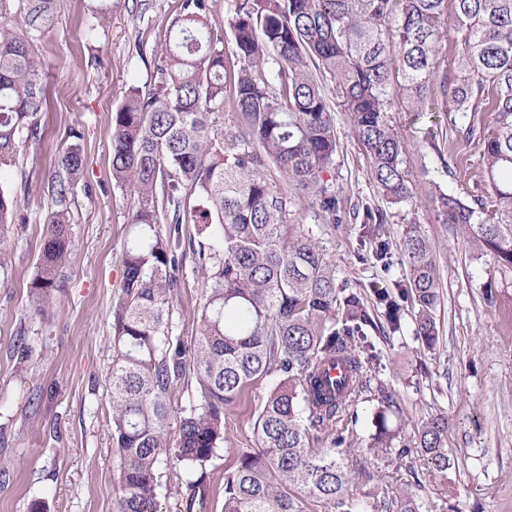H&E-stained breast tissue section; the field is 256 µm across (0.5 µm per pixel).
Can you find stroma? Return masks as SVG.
Wrapping results in <instances>:
<instances>
[{"mask_svg": "<svg viewBox=\"0 0 512 512\" xmlns=\"http://www.w3.org/2000/svg\"><path fill=\"white\" fill-rule=\"evenodd\" d=\"M95 0H58L57 19L37 42L45 72V130L23 144L19 163L0 176L17 197L12 224L0 233L10 255L0 268V512H116L120 458L112 442V310L121 288V247L131 220V188L112 180V114L130 86L150 89L157 50L177 15V0H112L107 27L92 29ZM337 150L330 181L342 201L340 224L317 209L291 208L288 221L312 229L327 249L337 283L369 292L409 284L404 230L420 225L440 280L435 311L439 343L427 351L415 335L416 309L405 302L402 330L376 338L379 377L394 405L399 440H414L423 420L448 419L447 471L419 453L383 462L368 448L376 402L358 407L351 445L377 477L381 507L400 512L417 473L422 512H512V271L473 258L455 227L428 203L433 188L453 195L480 190L485 163L477 140L457 132L448 112L392 115L406 144L413 198L392 204L378 191L350 117L335 109ZM80 130L83 173L69 196L72 249L50 303L30 293L49 216L43 186L71 130ZM384 215L389 265L369 260L360 236L365 211ZM171 336L191 341L205 301L193 255L175 271ZM275 376L245 388L224 416V442L206 465L200 507L224 512V473L254 447L253 422ZM391 510H384V503Z\"/></svg>", "mask_w": 512, "mask_h": 512, "instance_id": "stroma-1", "label": "stroma"}]
</instances>
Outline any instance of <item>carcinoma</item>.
Instances as JSON below:
<instances>
[{
	"label": "carcinoma",
	"mask_w": 512,
	"mask_h": 512,
	"mask_svg": "<svg viewBox=\"0 0 512 512\" xmlns=\"http://www.w3.org/2000/svg\"><path fill=\"white\" fill-rule=\"evenodd\" d=\"M13 2L14 23H0V172L16 166L22 144L40 133L46 97L36 40L51 28L57 0ZM453 2L450 26L447 0H237L220 27L208 0H179L153 87L131 86L112 115V178L137 198L112 311L117 512H157L163 455L180 465L192 512L201 484L195 475L224 443V410L270 374L279 382L255 419L256 447L224 476V512H307V501L361 512L343 490L374 475L354 460L347 431L359 404L385 393L372 370L369 332L378 323L360 290L336 284L322 242L288 223V212L315 207L326 223L340 221L341 201L325 180L337 147L321 82L328 75L373 182L395 204L412 192L390 113L460 114L465 137L482 145L483 191L466 198L439 189L431 203L472 256L512 268V0ZM93 18L94 30L110 23V0H97ZM450 35L458 43L451 80L440 57ZM226 109L235 123L220 127ZM482 112L491 113L490 123ZM72 138L47 182L55 210L31 283L40 304L51 300L72 249L68 197L84 162L82 134L74 130ZM272 170L285 188L272 186ZM15 207L0 184V229ZM184 224L201 225L213 244L195 247ZM403 247L418 307L415 334L433 351L439 277L421 225L407 227ZM188 250L206 293L189 344L169 336L174 270ZM373 294L388 332H399L393 293ZM189 374L200 399L181 411L172 448L169 395ZM388 409L373 414L370 447L401 456L409 446L394 449ZM313 434L325 447L310 446ZM447 436L448 419L434 416L415 441L439 470L449 464Z\"/></svg>",
	"instance_id": "1"
}]
</instances>
